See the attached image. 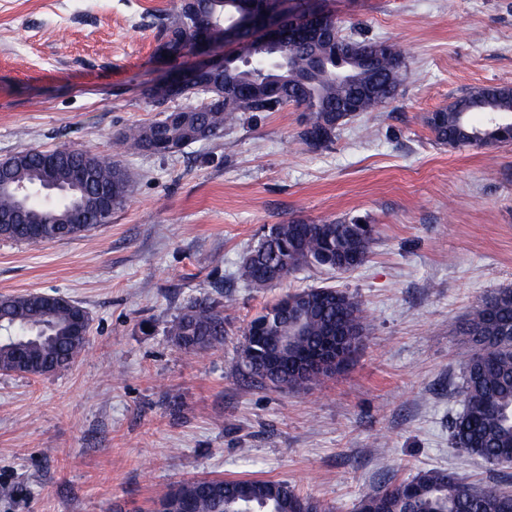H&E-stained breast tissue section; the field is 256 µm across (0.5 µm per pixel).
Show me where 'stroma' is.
<instances>
[{
  "label": "stroma",
  "instance_id": "stroma-1",
  "mask_svg": "<svg viewBox=\"0 0 512 512\" xmlns=\"http://www.w3.org/2000/svg\"><path fill=\"white\" fill-rule=\"evenodd\" d=\"M175 3L0 0V160L66 146L118 159L131 178L126 205L86 237L0 240V295L57 291L90 318L70 367L0 372V512H151L174 484L239 478L353 512L429 469L486 479L450 442L456 327L512 288V145L451 149L422 118L463 91L512 87V0H319L343 32L405 51L394 100L321 150L301 142L291 106L165 158L130 155L118 136L159 116L143 92L172 67L154 22ZM356 217L376 241L353 273L311 267L260 289L238 279L271 225ZM323 284L369 315L348 366L310 391L249 378L242 328ZM206 296L224 302V344L183 352L170 327Z\"/></svg>",
  "mask_w": 512,
  "mask_h": 512
}]
</instances>
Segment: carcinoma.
<instances>
[{
    "mask_svg": "<svg viewBox=\"0 0 512 512\" xmlns=\"http://www.w3.org/2000/svg\"><path fill=\"white\" fill-rule=\"evenodd\" d=\"M253 0H197L196 19L176 6L157 19L158 51L187 47L194 21L210 26L213 39L234 46L238 67L201 76L185 97L200 103L180 112H162L145 125L128 128L120 143L131 155L165 157L187 140H216L250 112H303L300 140L327 148L350 117L373 112L395 99L405 75V58L386 40L353 36L322 39L311 29L288 48L287 66L271 88L264 72L272 64L255 57L260 34L238 28L234 11ZM512 122V88H475L448 107L429 112L424 123L434 139L450 148L482 149L503 144L499 125L475 123L472 114ZM0 171L12 181L0 191V239L38 245L74 240L110 223L127 202L130 177L106 155L76 148L44 151L23 145L3 159ZM111 207L100 211L102 197ZM375 243L374 229L351 219L288 220L274 224L242 260L238 278L265 288L310 266L341 273L363 266ZM71 307L51 303L39 292L0 296V371L43 376L70 366L88 340L72 335ZM368 314L356 295L333 285L290 292L251 319L242 330L239 363L275 390L300 391L320 385L363 343ZM224 302L195 300L175 320L170 335L188 353L224 342ZM465 349L460 359L463 409L451 422L455 447L481 459L491 472L512 466V288L484 297L459 326ZM158 502L173 512H239L244 503L257 512H335V507L300 496L283 481L197 480L171 487ZM357 512H512V490L488 478L472 485L456 472L431 469L411 480L365 494Z\"/></svg>",
    "mask_w": 512,
    "mask_h": 512,
    "instance_id": "carcinoma-1",
    "label": "carcinoma"
}]
</instances>
